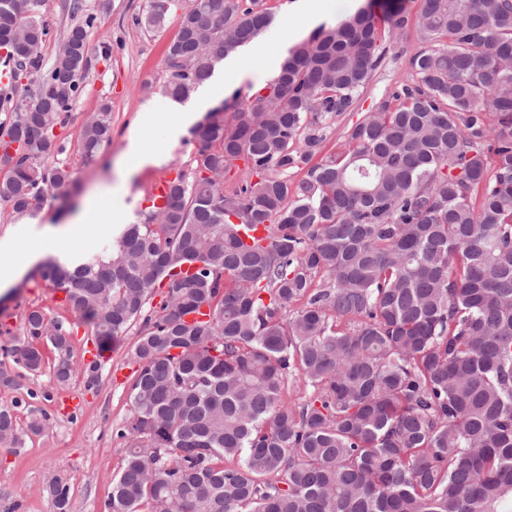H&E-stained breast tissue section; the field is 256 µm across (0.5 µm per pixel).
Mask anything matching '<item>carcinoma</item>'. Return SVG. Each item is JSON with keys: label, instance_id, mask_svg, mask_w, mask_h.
Instances as JSON below:
<instances>
[{"label": "carcinoma", "instance_id": "1", "mask_svg": "<svg viewBox=\"0 0 512 512\" xmlns=\"http://www.w3.org/2000/svg\"><path fill=\"white\" fill-rule=\"evenodd\" d=\"M40 2L0 0V64L38 74L28 95L0 94V149L17 154L0 205L17 216L75 183L49 159L92 52L94 16L70 0L79 22L41 71ZM173 2L146 0L133 24L160 30ZM271 23L264 0H190L168 95L191 99ZM411 23L432 43L412 57L416 84L347 130V152L313 162L381 60L366 9L295 46L249 101L207 112L193 175L162 204L75 268L41 267L98 340L143 320L107 512H512V0L390 16ZM111 139L105 104L82 126V158ZM235 161L247 178L227 193L214 175ZM253 224L267 243L244 242ZM71 334L32 308L15 362L40 371L32 344L47 336L64 385ZM292 381L311 389L300 404L283 398ZM42 430L0 405V444ZM50 493L69 512L70 487Z\"/></svg>", "mask_w": 512, "mask_h": 512}]
</instances>
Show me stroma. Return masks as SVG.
Wrapping results in <instances>:
<instances>
[{
	"label": "stroma",
	"mask_w": 512,
	"mask_h": 512,
	"mask_svg": "<svg viewBox=\"0 0 512 512\" xmlns=\"http://www.w3.org/2000/svg\"><path fill=\"white\" fill-rule=\"evenodd\" d=\"M295 0H265L273 17L270 28L260 40L268 47L259 60L249 62V72L230 87L224 83L223 70H216L202 94L230 99L234 91L248 95L263 84V75L279 71L294 42L304 41L313 33L305 19L293 9ZM384 0H358L371 9L380 28L382 59L368 83L361 90L353 110L333 118L326 133L321 156H337L347 151L345 132L379 105L390 100L393 92L416 79L411 66L412 55L421 50L422 42L414 29L394 32ZM89 13L96 17L90 31L95 48L85 89L76 101L69 124L58 130L62 147L57 162L74 172L75 187L69 203L80 209L84 198L95 191H108L125 184V191L110 202V218L115 225L135 221L136 212L145 204L154 182L174 178L178 172H191L196 142L190 132H183L173 143L165 139L164 128H155L146 137L145 146L161 153L158 165L144 169L138 177L124 180L123 171L132 162L125 157L129 128L137 115L151 111L164 101L167 81L166 49L176 37L181 9H172L163 28L148 32L134 26L132 18L142 10L145 0H84ZM67 0H43L41 13L50 27V37L42 50L44 66H51L61 40L74 20ZM294 29L295 40H287L286 29ZM110 105L112 139L90 162L78 152L82 125L102 105ZM68 217L57 202L44 203L35 216L13 219L0 212V236L20 229L32 241H41L48 224L63 223ZM60 291L40 276L23 274L5 293L0 294V362H10L9 350L20 337L24 315L33 307L44 310L52 319L72 323V359L76 372L65 385L55 384L48 372L57 359L51 347H44L47 369L37 375L23 374L11 389H0V404H15L20 423L32 417H45L41 434L26 437L22 447L0 444V512L16 506L17 512H55L48 491L50 482L62 479L71 487L70 512H105L113 476L120 470L124 447L112 430L131 413L129 388L138 364L134 347L142 329L134 324L126 336L104 344L108 359L98 371L94 389H87L88 351L95 338L78 314L59 307Z\"/></svg>",
	"instance_id": "obj_1"
}]
</instances>
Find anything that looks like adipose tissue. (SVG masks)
Wrapping results in <instances>:
<instances>
[{
	"label": "adipose tissue",
	"instance_id": "1",
	"mask_svg": "<svg viewBox=\"0 0 512 512\" xmlns=\"http://www.w3.org/2000/svg\"><path fill=\"white\" fill-rule=\"evenodd\" d=\"M79 224H66L48 229L42 247L33 248L21 233L0 237V288H9L14 281L34 262L45 254H53L58 260H67L69 243L79 234Z\"/></svg>",
	"mask_w": 512,
	"mask_h": 512
}]
</instances>
